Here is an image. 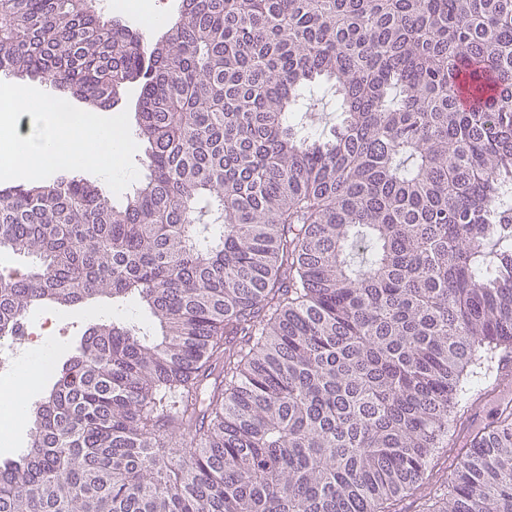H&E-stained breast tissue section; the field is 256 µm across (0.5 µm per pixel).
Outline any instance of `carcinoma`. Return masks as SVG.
I'll list each match as a JSON object with an SVG mask.
<instances>
[{"instance_id": "1", "label": "carcinoma", "mask_w": 512, "mask_h": 512, "mask_svg": "<svg viewBox=\"0 0 512 512\" xmlns=\"http://www.w3.org/2000/svg\"><path fill=\"white\" fill-rule=\"evenodd\" d=\"M0 72L95 108L140 84L149 170L123 207L0 186L32 258L0 339L44 305L153 319L55 367L0 512H512V409L434 480L512 357V0H185L157 41L0 0ZM325 86L329 138L292 120Z\"/></svg>"}]
</instances>
